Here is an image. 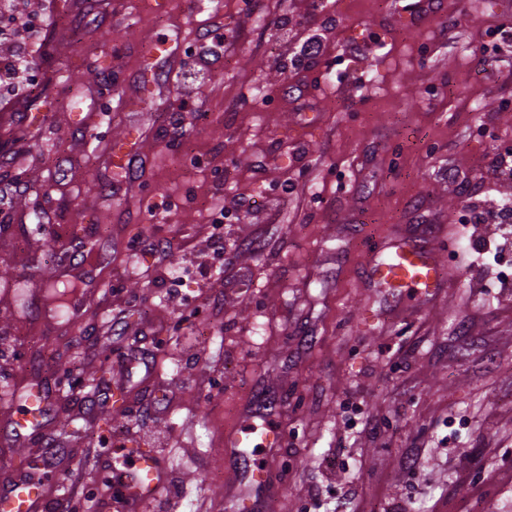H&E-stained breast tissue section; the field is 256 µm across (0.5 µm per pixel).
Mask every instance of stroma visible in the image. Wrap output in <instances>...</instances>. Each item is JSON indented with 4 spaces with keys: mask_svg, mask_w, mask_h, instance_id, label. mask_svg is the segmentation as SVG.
<instances>
[{
    "mask_svg": "<svg viewBox=\"0 0 512 512\" xmlns=\"http://www.w3.org/2000/svg\"><path fill=\"white\" fill-rule=\"evenodd\" d=\"M26 3L41 22L31 38L0 9L6 46L40 83L0 87V188L39 202L0 209V424L28 379L25 347L120 398L91 408L60 394L49 426L69 467L50 505L98 512L105 458L153 453L171 471L163 497L234 512L224 434L265 395L281 407L268 464L285 487L266 512H334L342 497L349 512H512V279L489 283L462 255L498 233L464 225L465 188L489 214L512 198V179L484 189L485 156L512 145V39H488L512 23V0H438L407 16L381 0H260V26L243 0H166L161 13L150 0ZM215 12L229 63L210 72L193 48ZM176 35L177 89L153 50ZM312 39L319 56L301 60ZM480 54L494 75L475 70ZM125 129L143 154L132 176L107 162ZM184 151L203 166L187 169ZM147 190L162 202L152 213ZM83 224L112 230L104 286L47 349L52 322L21 314L10 273L37 289L53 268L47 242ZM424 225L441 231L444 286L393 300L366 277L364 244ZM143 236L175 247L141 256ZM190 297L210 311V338L191 333ZM145 351L151 367L123 378V360Z\"/></svg>",
    "mask_w": 512,
    "mask_h": 512,
    "instance_id": "stroma-1",
    "label": "stroma"
}]
</instances>
